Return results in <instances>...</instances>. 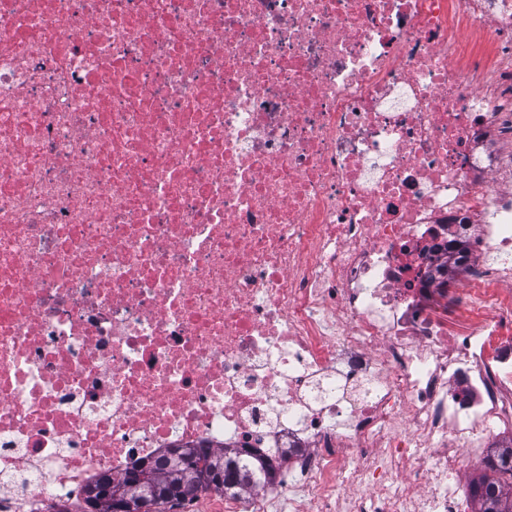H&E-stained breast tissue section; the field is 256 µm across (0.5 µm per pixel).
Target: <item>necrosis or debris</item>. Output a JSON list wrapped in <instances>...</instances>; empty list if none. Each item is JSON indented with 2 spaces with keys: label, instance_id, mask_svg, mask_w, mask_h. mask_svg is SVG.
<instances>
[{
  "label": "necrosis or debris",
  "instance_id": "obj_1",
  "mask_svg": "<svg viewBox=\"0 0 512 512\" xmlns=\"http://www.w3.org/2000/svg\"><path fill=\"white\" fill-rule=\"evenodd\" d=\"M511 437L512 0H0V512H472ZM180 449H172L155 467L146 466L143 462L119 478L103 477L89 484L85 490L82 511L111 512L106 493L117 484L131 488L138 473L145 472L148 476L149 501L154 508L150 512H182L180 508L184 501L204 492L199 494L194 505L201 508L203 501L215 493L236 496L245 487L255 484L253 480L257 476H262L267 483L276 477L275 469L267 460L258 458L254 462L243 459L231 450L209 452L188 448L194 458L193 466L181 467L173 457ZM92 493H95L93 497Z\"/></svg>",
  "mask_w": 512,
  "mask_h": 512
}]
</instances>
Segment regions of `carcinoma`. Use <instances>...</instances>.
<instances>
[{"instance_id":"obj_1","label":"carcinoma","mask_w":512,"mask_h":512,"mask_svg":"<svg viewBox=\"0 0 512 512\" xmlns=\"http://www.w3.org/2000/svg\"><path fill=\"white\" fill-rule=\"evenodd\" d=\"M190 453L194 458L191 466L176 464L171 451L156 466L141 463L119 478L96 480L85 490L83 512H109L106 493L117 484L132 485L139 473L148 476L153 512H170L202 492L235 496L254 484V479L259 476L268 483L276 477L275 469L262 458L251 461L230 450L209 452L192 448ZM505 473L512 476V445L498 452L497 464L489 465L471 481L469 488L475 503L474 512H512V491L506 489L499 478Z\"/></svg>"}]
</instances>
